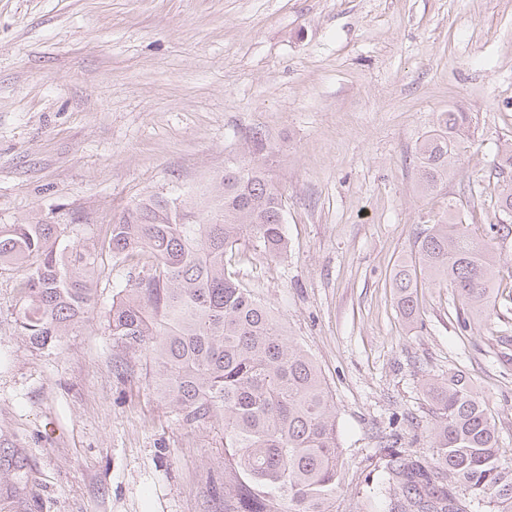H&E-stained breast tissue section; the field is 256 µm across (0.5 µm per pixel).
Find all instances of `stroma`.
Returning <instances> with one entry per match:
<instances>
[{
	"instance_id": "stroma-1",
	"label": "stroma",
	"mask_w": 512,
	"mask_h": 512,
	"mask_svg": "<svg viewBox=\"0 0 512 512\" xmlns=\"http://www.w3.org/2000/svg\"><path fill=\"white\" fill-rule=\"evenodd\" d=\"M472 123L429 195L415 145L438 113ZM285 200L287 253L243 241L234 267L331 391L343 448L338 512L379 441L430 452L424 382L463 371L512 457V237L497 241L498 318L460 332L450 290L391 285L416 236L457 204L486 236L497 148L512 140V0H0V225L101 239L136 203L213 183L247 138ZM97 308L53 352L18 331L20 271L0 267V512H224L213 427L178 422L101 317L125 270L102 258Z\"/></svg>"
}]
</instances>
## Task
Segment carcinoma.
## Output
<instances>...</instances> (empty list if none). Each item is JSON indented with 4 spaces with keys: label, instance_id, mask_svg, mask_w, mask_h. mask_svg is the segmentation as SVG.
Wrapping results in <instances>:
<instances>
[{
    "label": "carcinoma",
    "instance_id": "obj_1",
    "mask_svg": "<svg viewBox=\"0 0 512 512\" xmlns=\"http://www.w3.org/2000/svg\"><path fill=\"white\" fill-rule=\"evenodd\" d=\"M471 117L450 110L416 147L418 187L448 177L469 139ZM489 239L475 237L458 208L417 236L393 277L403 317L416 320V288L451 290L461 328L496 314L499 257L492 241L512 236V177L497 200ZM283 194L250 160L224 167L199 196H153L128 209L101 243L74 244L58 224L0 225V265L23 271L20 334L52 351L94 311L102 255L128 268L105 320L115 350L149 365V386L190 426L221 422L224 512H333L342 448L330 390L312 357L290 340L270 307L229 269V249L247 239L287 252ZM432 451L421 456L396 435L379 448L369 489L385 512H512V467L502 461L495 418L459 371L429 379Z\"/></svg>",
    "mask_w": 512,
    "mask_h": 512
}]
</instances>
